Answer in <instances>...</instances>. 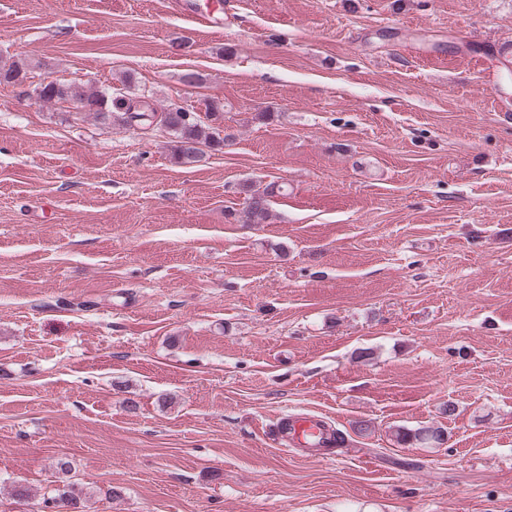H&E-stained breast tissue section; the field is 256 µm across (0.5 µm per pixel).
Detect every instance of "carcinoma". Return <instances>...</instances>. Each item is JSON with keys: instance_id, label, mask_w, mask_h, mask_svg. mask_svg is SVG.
<instances>
[{"instance_id": "obj_1", "label": "carcinoma", "mask_w": 512, "mask_h": 512, "mask_svg": "<svg viewBox=\"0 0 512 512\" xmlns=\"http://www.w3.org/2000/svg\"><path fill=\"white\" fill-rule=\"evenodd\" d=\"M30 64L24 60L0 65V87L22 84L29 79ZM122 87L112 92L96 90L86 85L64 80H42L32 89L35 101L39 104H54L74 107L77 115H91L103 126L121 125L135 127L141 131L159 130L169 136L170 154L173 161L185 166H194L201 161L199 155L205 151L219 152L224 149L226 138L220 136L218 125L224 122V104L211 100L205 105L201 115L188 107L173 109L169 104L150 112H135L134 106L140 104L134 96V82L131 76L121 79ZM244 195L243 214L249 224H267L272 219L270 197L282 191L276 184L264 191L253 189L244 182L240 185ZM398 442L408 444L430 445L438 442L444 432L439 427L420 429L399 428L395 432ZM60 501H68L85 512L86 499L83 491L74 483L54 489V495L45 499V505L57 507Z\"/></svg>"}]
</instances>
